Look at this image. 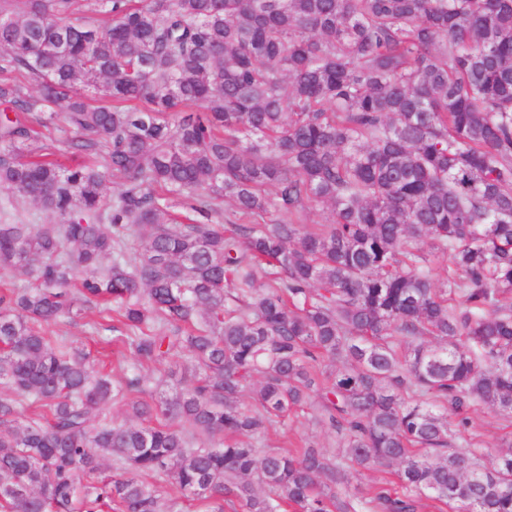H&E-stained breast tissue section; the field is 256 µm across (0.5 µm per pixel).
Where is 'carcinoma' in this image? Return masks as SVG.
Here are the masks:
<instances>
[{
    "label": "carcinoma",
    "instance_id": "cac0c4a2",
    "mask_svg": "<svg viewBox=\"0 0 512 512\" xmlns=\"http://www.w3.org/2000/svg\"><path fill=\"white\" fill-rule=\"evenodd\" d=\"M0 102V212L60 218L0 224L30 280L0 291V512H177L161 482L199 512H512V452L448 451L450 415L512 421V0H0ZM59 114L95 160L32 155ZM84 306L132 349L117 380L51 331ZM310 405L398 482L259 450ZM182 359L173 357L163 366H158L154 372H149L147 390L152 392L154 398L171 394V385L175 378H179L182 371ZM349 469L351 480L349 484V492L350 494L360 496L365 489L369 486L374 485L378 482L383 481L384 479H393V476L390 474V471H394L398 469V466L394 464L389 469L383 468H360L355 467ZM348 472V473H349Z\"/></svg>",
    "mask_w": 512,
    "mask_h": 512
}]
</instances>
